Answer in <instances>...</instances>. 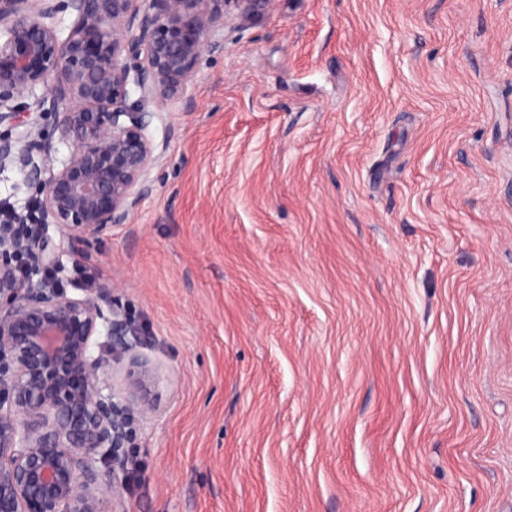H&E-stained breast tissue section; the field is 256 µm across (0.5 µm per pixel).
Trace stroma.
Wrapping results in <instances>:
<instances>
[{"label":"stroma","instance_id":"stroma-1","mask_svg":"<svg viewBox=\"0 0 512 512\" xmlns=\"http://www.w3.org/2000/svg\"><path fill=\"white\" fill-rule=\"evenodd\" d=\"M73 241L159 380L125 512H512V0H276Z\"/></svg>","mask_w":512,"mask_h":512}]
</instances>
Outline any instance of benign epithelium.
I'll return each instance as SVG.
<instances>
[{
	"instance_id": "7a95c632",
	"label": "benign epithelium",
	"mask_w": 512,
	"mask_h": 512,
	"mask_svg": "<svg viewBox=\"0 0 512 512\" xmlns=\"http://www.w3.org/2000/svg\"><path fill=\"white\" fill-rule=\"evenodd\" d=\"M74 14L64 29L60 2ZM273 0H0V173L41 187L36 232L0 225V512H123L124 448L153 408L157 367L140 334L102 284L80 296L46 283L64 270L52 234L83 242L124 224L152 192L161 158L154 113L128 104L131 90L158 102L185 94L234 14ZM28 93L33 101L17 102ZM52 111L59 159L38 130ZM26 257L16 275L13 257ZM130 358L116 389L107 357ZM55 116L51 112H46L39 120V129L49 138H52L53 145L57 150L59 158H68L73 153V146L71 143L62 142L58 133L54 132Z\"/></svg>"
}]
</instances>
